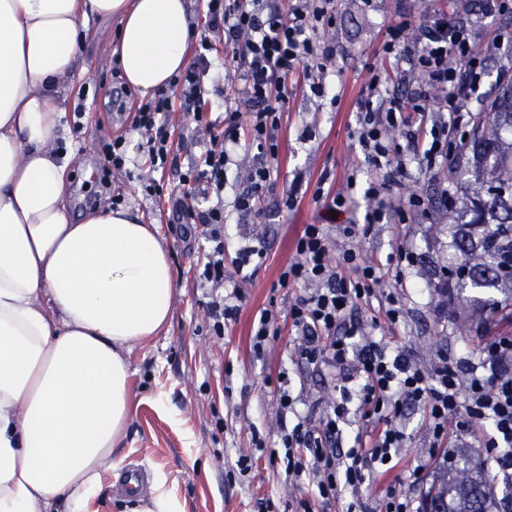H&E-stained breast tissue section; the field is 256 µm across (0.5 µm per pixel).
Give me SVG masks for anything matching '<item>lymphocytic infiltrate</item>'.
<instances>
[{"label": "lymphocytic infiltrate", "instance_id": "obj_1", "mask_svg": "<svg viewBox=\"0 0 512 512\" xmlns=\"http://www.w3.org/2000/svg\"><path fill=\"white\" fill-rule=\"evenodd\" d=\"M334 0H201L204 25L193 64L177 75L169 88L138 104L132 129L140 136L135 149L151 168L172 163L171 112H186L196 125L206 127L209 145L201 167L180 177L192 186L204 210L172 197V211L181 224H202L208 245L202 258L201 283L218 290L207 304L216 333L234 319L245 297L239 289L223 292L224 285V169L231 148L248 138L265 156L252 170L249 186L234 200L236 211H253L278 158L275 132L292 93L288 80L300 76L317 96L328 92L326 79L336 65L332 41L320 30L332 25ZM231 46L226 70L235 71L240 84L225 105L222 123L210 122L212 110L205 84L217 48L212 34ZM384 57L407 60L416 78L404 89L385 86L378 68H370L369 95L354 136L365 160L380 170L367 198H380L390 188L405 187L407 165L416 161L430 172L444 167L455 153L453 136L458 114L479 85L486 61L471 44L464 26L447 25L444 18L423 15L389 25ZM344 238L335 245L326 226L304 225L296 238L297 258L279 276L284 287L309 285V292L292 305L289 316L298 341L301 363L326 369L340 392L318 419L297 414L287 377L277 386L282 414L280 449L256 441L253 452L238 456L234 467L248 473L256 454L282 460L286 482L312 477L313 488L297 502V512H315L331 506L343 494L359 499L367 474L386 465L405 445V434L395 420L407 404H420L437 440L452 432L468 435L486 448L500 469H512V335L487 340L478 361L440 358L434 371L414 365L406 352L375 338L351 314L358 302L369 300L386 275L403 283L413 255L398 246L386 265L367 261L353 241L358 225L341 224ZM357 433L351 448L339 443L348 426Z\"/></svg>", "mask_w": 512, "mask_h": 512}]
</instances>
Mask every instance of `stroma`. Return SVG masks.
I'll return each instance as SVG.
<instances>
[{
  "instance_id": "obj_1",
  "label": "stroma",
  "mask_w": 512,
  "mask_h": 512,
  "mask_svg": "<svg viewBox=\"0 0 512 512\" xmlns=\"http://www.w3.org/2000/svg\"><path fill=\"white\" fill-rule=\"evenodd\" d=\"M447 16L449 23L467 24L471 39L486 52V75L471 95L462 113L465 128H472L484 109L512 75V53L498 47L500 34L512 30V15L499 13L490 0H336V22L324 33L336 45L338 71L330 84L336 100L317 97L297 86L288 101L278 131V167L274 169L258 207L242 215L233 208L235 198L246 190L247 177L258 161L257 149L240 140L232 149V162L224 172L225 276L235 274L232 257L238 247L261 245L264 257L250 279L242 281L245 302L237 317L227 321L223 335H216L208 319L204 290L196 283V264L205 242L201 228L174 223L168 196L188 191L182 173L197 164L208 136L196 128L183 112H173L176 130L171 166L153 174L140 166L138 178L109 170L103 145L119 134L137 140L126 115L110 113L104 98H97L86 120L89 128L65 138L74 156L69 166L67 202L73 216L88 210L83 199L95 197L97 206L111 205L120 196L124 207L155 225L167 248L175 284L174 312L168 328L132 350L129 355L133 408L127 433L117 450L123 460L111 490L90 505V512H128L121 487L131 474L141 476V489H148L155 475H164L168 487L185 504L186 512H259V503L273 502V512H287V504L299 494L284 485L278 466L261 459L247 474L232 471L237 457L249 452L254 437L276 446L280 413L275 388L279 376H287L299 413L318 418L339 397L327 370L305 368L296 360V342L288 311L304 287L279 285L282 269L295 257V239L304 225L319 224L325 212L323 199L336 193L351 194L341 224H363L373 206L363 193L380 173L365 161L353 135L367 99L366 80L370 67L382 69L392 86H404L407 74L385 60L382 45L388 24L399 17L423 13ZM119 23L95 19L89 34L80 40L72 71L75 93L65 100V113L78 104L76 93L84 88L104 89L122 83L119 65L111 54ZM355 186H348V177ZM156 178L164 188L163 199L146 197L141 179ZM296 202L284 204L287 192ZM448 213L435 209L427 218L407 224H377L359 245L368 259L383 262L399 243L414 253L410 278L418 284L404 297V316L398 327L376 318L373 309L360 306L356 317L364 326H377L379 335L403 346L414 364L433 369L441 356L478 358L484 342L512 331L506 315L512 305L502 304L504 320L486 324L463 334L460 320L474 319L465 305L449 307L436 290L444 286V268L460 254L448 237ZM272 310L281 329L264 354H255L250 336L261 310ZM406 443L390 463L372 473L363 490L365 512H378L379 503L391 489L401 491L416 504L424 496L451 453L448 446H435L419 406H410L401 420Z\"/></svg>"
}]
</instances>
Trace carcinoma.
Instances as JSON below:
<instances>
[{
	"instance_id": "obj_1",
	"label": "carcinoma",
	"mask_w": 512,
	"mask_h": 512,
	"mask_svg": "<svg viewBox=\"0 0 512 512\" xmlns=\"http://www.w3.org/2000/svg\"><path fill=\"white\" fill-rule=\"evenodd\" d=\"M512 135V82L505 84L484 118L478 121L459 155H472L476 167L493 188L487 199L477 195L448 223L455 248L464 256L467 278H448L443 292L497 291L512 297V281L500 277L503 260L512 254V154L501 150ZM499 512L483 467L467 454L455 456L425 495L424 512Z\"/></svg>"
}]
</instances>
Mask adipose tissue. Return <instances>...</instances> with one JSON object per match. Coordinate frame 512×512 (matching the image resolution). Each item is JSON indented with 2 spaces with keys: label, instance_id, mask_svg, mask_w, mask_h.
<instances>
[{
  "label": "adipose tissue",
  "instance_id": "1",
  "mask_svg": "<svg viewBox=\"0 0 512 512\" xmlns=\"http://www.w3.org/2000/svg\"><path fill=\"white\" fill-rule=\"evenodd\" d=\"M92 18L119 19L141 96L189 61L187 0H0V512H87L121 465L128 355L173 317L154 225L67 206L59 103Z\"/></svg>",
  "mask_w": 512,
  "mask_h": 512
}]
</instances>
